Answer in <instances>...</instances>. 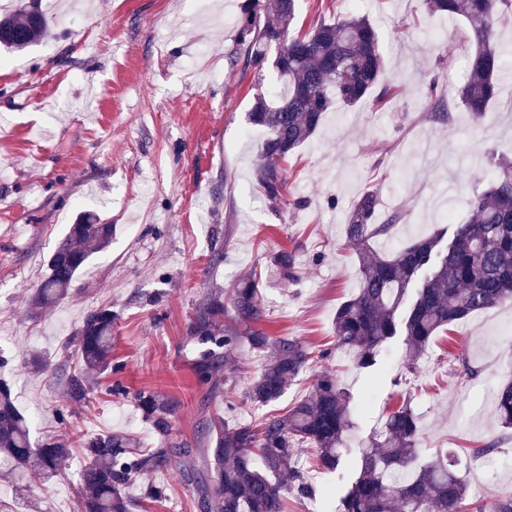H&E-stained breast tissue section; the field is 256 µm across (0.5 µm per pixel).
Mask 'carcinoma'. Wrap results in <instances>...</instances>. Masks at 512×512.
<instances>
[{"label":"carcinoma","mask_w":512,"mask_h":512,"mask_svg":"<svg viewBox=\"0 0 512 512\" xmlns=\"http://www.w3.org/2000/svg\"><path fill=\"white\" fill-rule=\"evenodd\" d=\"M422 2L430 14L460 16L468 23L475 50L457 95L467 111L482 116L501 91L495 26L512 17V0ZM241 13L231 63L261 70L270 62L280 81L279 91L256 94L249 111L250 122L267 132L258 170L261 192L280 203L287 187L281 162L321 127L327 112L389 95L383 52L368 17L352 11L320 19L297 36L291 34L296 0H244ZM46 26L36 0L19 11L0 13V47L24 51L39 42ZM423 101L428 119H448L451 100L438 93L436 84H429ZM378 203L375 191L363 193L345 225L346 240L359 258L360 286L336 309V348L366 369L376 365L383 343L402 335L412 370L439 332L476 311L512 303V165L500 164L496 181L472 200L471 221L456 227L443 250L438 234L379 254L370 241L390 236L402 214L378 224ZM112 234L113 226L99 223L96 215L78 217L51 254L47 276L30 296L31 310L40 313L66 298L92 255L111 245ZM272 265L282 279H296L294 254L279 253ZM264 318L257 276L227 289L210 287L187 323L188 338L201 347L194 374L208 394L234 381L232 362L244 344L268 359L244 393L243 402L251 406L276 401L307 367L311 352L304 343L256 328ZM116 319L112 306L98 307L67 343L79 363L63 378L70 400L87 399L94 389L92 375L119 371L112 363ZM134 400L153 423L160 446L139 451L122 433L80 440L86 460L77 482L80 512H132L128 486L141 475L168 469L174 456L188 460L182 482L192 487L203 512H285L284 491L311 496L306 472L296 466L291 449L313 448L320 466L334 470L353 428V397L329 372L318 375L306 396L285 412L234 426L219 414L208 418L204 434L209 447L203 450L167 443L177 411L172 399L140 391ZM494 409L500 426L512 429V381L498 388ZM418 422L407 401L386 417L360 449L338 512H462L468 483L456 471L457 460L442 450L424 454ZM72 452L70 443L56 437L33 444L28 418L15 405L10 384L0 379V475L19 480L35 474L49 480Z\"/></svg>","instance_id":"obj_1"}]
</instances>
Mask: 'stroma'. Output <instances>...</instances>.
Masks as SVG:
<instances>
[{"label": "stroma", "mask_w": 512, "mask_h": 512, "mask_svg": "<svg viewBox=\"0 0 512 512\" xmlns=\"http://www.w3.org/2000/svg\"><path fill=\"white\" fill-rule=\"evenodd\" d=\"M243 0H39L49 26L21 52H0V354L16 406L30 421L33 443L49 436L123 433L136 447L158 436L133 397L153 391L174 398L178 411L169 440L202 447V419L227 413L250 422L292 407L312 378L337 373L353 394L356 427L343 468H308L315 497L336 512L349 467L383 415L410 400L428 452H454L469 485L465 512L512 497V437L493 410L497 389L512 380V304L479 311L438 337L417 374L405 368V346L383 347L384 364L371 372L334 351L337 306L359 288V262L344 227L367 190L379 197V218L401 211L392 239L375 250L442 232L453 236L470 218L471 200L486 191L499 162H512V23H500L505 70L499 96L481 117L454 103L448 123L425 120L419 87L438 80L441 91L463 84L474 44L465 22L427 16L420 0H298L293 30L305 33L323 16L350 10L375 25L393 87L384 103L337 107L319 131L284 164L287 198L274 206L257 181L264 133L248 113L256 89H270L272 67L232 65ZM90 212L113 225L109 250L93 255L71 295L39 316L28 298L77 216ZM293 252L298 277L270 273L276 253ZM261 277L272 336H295L316 355L269 408L244 405L248 384L266 363L242 346L236 381L207 396L192 370L196 346L186 327L210 282L230 284L248 272ZM111 305L112 360L126 390H97L68 402L61 384L73 370L64 349L84 316ZM47 359L35 369L32 356ZM475 369L468 375L456 359ZM234 412H226L227 404ZM68 407L69 424L56 411ZM499 440L490 462L474 448ZM84 464L74 452L50 483L0 479V505L29 512H77L74 485ZM180 458L164 472L140 477L127 490L134 512H198L181 483ZM166 499H145L147 485Z\"/></svg>", "instance_id": "stroma-1"}]
</instances>
